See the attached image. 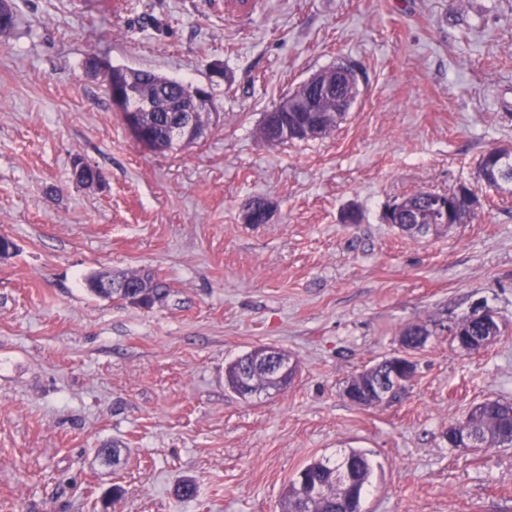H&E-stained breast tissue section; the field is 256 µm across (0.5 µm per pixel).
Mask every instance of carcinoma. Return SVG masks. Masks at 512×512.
<instances>
[{
    "mask_svg": "<svg viewBox=\"0 0 512 512\" xmlns=\"http://www.w3.org/2000/svg\"><path fill=\"white\" fill-rule=\"evenodd\" d=\"M14 8L12 0H0V33L13 28ZM131 74L135 101L147 106L142 111L141 120L152 140V147L157 150H171L175 147L185 148L192 143L175 139L170 134L174 118L175 105L185 102L190 96L192 84L170 78L166 75L143 69H128ZM357 97V85L346 79H338L336 92L323 94L316 98V105L321 109L323 124L316 138H322L336 129L344 115L336 110V94ZM305 112H284L281 114L283 125L280 135L295 125L305 123ZM426 192L419 191L404 199L402 208L412 223L401 224L399 229L413 238H423L437 234L443 226L430 224L421 206ZM426 224L425 230L416 228L417 220ZM111 276L107 271H98L85 278L88 292L95 297H103L100 285L103 278ZM125 279L136 280L142 285L145 294L143 302L155 303L166 296V291L149 273L123 275ZM264 349L257 348L229 362L224 370L225 382L234 392L247 390L252 396L271 390L281 391L288 384V376L270 366L263 356ZM386 369V362H381L359 373L348 381L352 388H368ZM461 422L479 436L482 448H501L512 446V403L499 399H488L475 406ZM372 475V465L366 453L350 448L334 459H314L305 464L289 481L283 497L282 512H337L352 492L368 489Z\"/></svg>",
    "mask_w": 512,
    "mask_h": 512,
    "instance_id": "carcinoma-1",
    "label": "carcinoma"
}]
</instances>
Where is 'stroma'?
<instances>
[{"label": "stroma", "mask_w": 512, "mask_h": 512, "mask_svg": "<svg viewBox=\"0 0 512 512\" xmlns=\"http://www.w3.org/2000/svg\"><path fill=\"white\" fill-rule=\"evenodd\" d=\"M0 33V512H281L312 459L367 452L362 512H512V447L452 448L475 405L512 402V185L477 179L512 147V0H13ZM101 63L85 70L88 55ZM355 65L327 137L261 142L263 112ZM227 78L211 83L212 67ZM211 85L203 135L138 143L115 68ZM100 174L76 183L74 160ZM469 184L470 222L416 239L385 219ZM270 207L265 224L248 203ZM356 207L359 221L343 212ZM150 270L161 303L90 295L94 271ZM503 333L465 354L443 327L479 306ZM432 331L405 393L375 407L345 381ZM258 346L298 366L241 397L225 365ZM115 445L117 462L99 448ZM193 480L189 500L178 484Z\"/></svg>", "instance_id": "obj_1"}]
</instances>
